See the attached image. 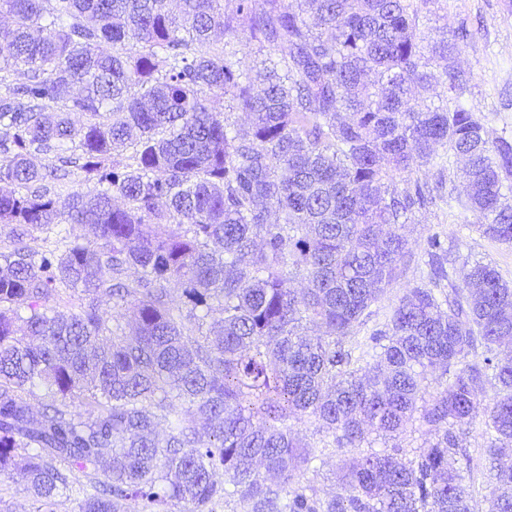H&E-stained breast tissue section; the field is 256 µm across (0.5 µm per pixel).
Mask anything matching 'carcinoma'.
I'll return each instance as SVG.
<instances>
[{
  "label": "carcinoma",
  "mask_w": 512,
  "mask_h": 512,
  "mask_svg": "<svg viewBox=\"0 0 512 512\" xmlns=\"http://www.w3.org/2000/svg\"><path fill=\"white\" fill-rule=\"evenodd\" d=\"M432 2L0 0V474L22 475L28 512H471L452 460L491 380L488 512H512V281L475 261L462 291L430 235L429 282L371 334L373 362L345 346L411 255L433 189L409 176L437 148L465 159L449 200L512 244V139L428 96L461 88L467 37L423 44ZM79 173L92 187L63 192ZM304 416L340 448L368 425L429 439L407 462L355 458L322 499L298 475L316 460L288 428Z\"/></svg>",
  "instance_id": "carcinoma-1"
}]
</instances>
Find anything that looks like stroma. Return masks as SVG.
Here are the masks:
<instances>
[{
    "label": "stroma",
    "mask_w": 512,
    "mask_h": 512,
    "mask_svg": "<svg viewBox=\"0 0 512 512\" xmlns=\"http://www.w3.org/2000/svg\"><path fill=\"white\" fill-rule=\"evenodd\" d=\"M466 27L470 36L461 42L456 63L466 78V88L459 102L476 112L484 123L489 138L512 136V0H435L420 29L426 36H435L437 29L456 30ZM459 163L445 168L423 167L413 176L423 182L441 183L443 199L426 210L416 213L407 226L411 241V258L405 259L396 282L387 288L381 299L371 308L364 325L346 338L347 347L355 353L367 348L374 329L382 327L392 308L407 288L419 283L426 273L423 248L428 235L441 234L453 244L464 261H482L497 267L503 278L512 281V245L483 237L477 229L481 218L473 212L449 207L447 194L462 193ZM297 437L311 446L321 448L319 460L312 463L304 476L320 497L340 493L343 464L358 456L355 448H340L312 418L290 421ZM487 446L485 415L476 410L463 437L464 457L458 458V467L464 468L465 484L472 496L475 512H485L494 492V484L484 468V450Z\"/></svg>",
    "instance_id": "35a3bbf8"
}]
</instances>
